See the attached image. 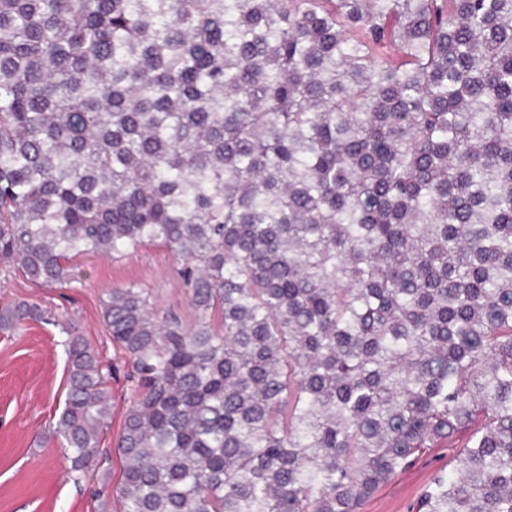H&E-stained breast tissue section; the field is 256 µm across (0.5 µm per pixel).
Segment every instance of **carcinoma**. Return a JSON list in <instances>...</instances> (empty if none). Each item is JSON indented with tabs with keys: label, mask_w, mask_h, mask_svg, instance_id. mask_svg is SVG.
I'll return each instance as SVG.
<instances>
[{
	"label": "carcinoma",
	"mask_w": 512,
	"mask_h": 512,
	"mask_svg": "<svg viewBox=\"0 0 512 512\" xmlns=\"http://www.w3.org/2000/svg\"><path fill=\"white\" fill-rule=\"evenodd\" d=\"M155 245L195 318L105 290L120 512H359L463 430L416 512H512V0H0V267ZM57 326L90 473L113 366Z\"/></svg>",
	"instance_id": "carcinoma-1"
}]
</instances>
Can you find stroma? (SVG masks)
<instances>
[{"instance_id": "1", "label": "stroma", "mask_w": 512, "mask_h": 512, "mask_svg": "<svg viewBox=\"0 0 512 512\" xmlns=\"http://www.w3.org/2000/svg\"><path fill=\"white\" fill-rule=\"evenodd\" d=\"M72 263L82 278L78 288L44 286L0 270V305L30 300L69 317L85 341L118 365L110 381L112 422L101 439L107 456L95 472L75 476L54 433L68 384L67 353L58 327L29 322L0 332V512H119L117 501H104L98 494L102 483L120 479L122 461L115 444L130 404L124 377L129 365L118 357L101 319L106 289L137 283L149 288L157 309L188 324L194 320L176 276L177 261L167 248L148 247L115 259L83 254ZM466 439L462 432L454 446L427 450L369 498L360 512H411L435 477L457 467V448Z\"/></svg>"}]
</instances>
